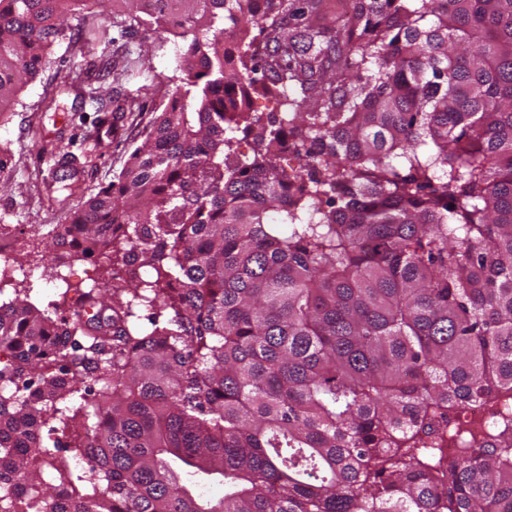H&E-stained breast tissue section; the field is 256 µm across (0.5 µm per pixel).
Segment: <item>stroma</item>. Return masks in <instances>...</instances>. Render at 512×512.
Masks as SVG:
<instances>
[{
  "mask_svg": "<svg viewBox=\"0 0 512 512\" xmlns=\"http://www.w3.org/2000/svg\"><path fill=\"white\" fill-rule=\"evenodd\" d=\"M112 0L68 14L72 38L55 42L38 75L0 112V234L32 268L28 300L59 303L67 316L82 304L93 276L112 281L106 260L43 258L45 232L114 181L179 82L183 42L131 25Z\"/></svg>",
  "mask_w": 512,
  "mask_h": 512,
  "instance_id": "obj_1",
  "label": "stroma"
}]
</instances>
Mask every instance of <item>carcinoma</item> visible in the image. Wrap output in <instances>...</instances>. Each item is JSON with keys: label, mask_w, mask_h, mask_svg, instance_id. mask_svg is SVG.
I'll return each mask as SVG.
<instances>
[{"label": "carcinoma", "mask_w": 512, "mask_h": 512, "mask_svg": "<svg viewBox=\"0 0 512 512\" xmlns=\"http://www.w3.org/2000/svg\"><path fill=\"white\" fill-rule=\"evenodd\" d=\"M66 1L0 0V109ZM122 2L184 77L48 245L112 251V297L0 299V512H512L509 403L444 448L448 409L512 395V0ZM265 81L316 110L250 118Z\"/></svg>", "instance_id": "carcinoma-1"}]
</instances>
